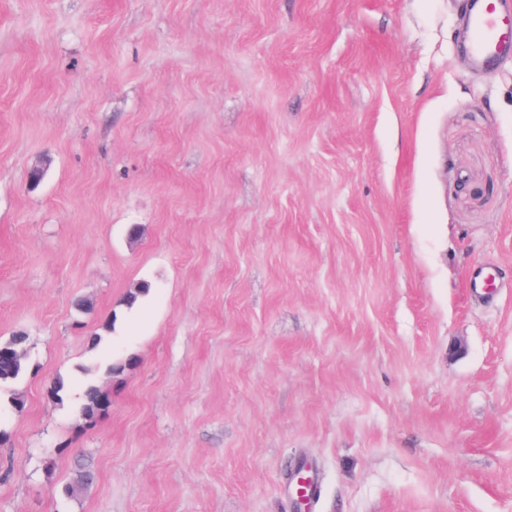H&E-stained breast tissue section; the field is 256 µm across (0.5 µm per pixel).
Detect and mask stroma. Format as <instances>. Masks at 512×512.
<instances>
[{
  "label": "stroma",
  "mask_w": 512,
  "mask_h": 512,
  "mask_svg": "<svg viewBox=\"0 0 512 512\" xmlns=\"http://www.w3.org/2000/svg\"><path fill=\"white\" fill-rule=\"evenodd\" d=\"M464 2L0 0V512H293L297 464L309 512H512V56ZM467 51L482 66L512 55V7L508 0H474L468 12ZM27 361L21 359H0V409L2 404V386L11 384L25 375Z\"/></svg>",
  "instance_id": "stroma-1"
}]
</instances>
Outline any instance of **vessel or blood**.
<instances>
[{"label": "vessel or blood", "mask_w": 512, "mask_h": 512, "mask_svg": "<svg viewBox=\"0 0 512 512\" xmlns=\"http://www.w3.org/2000/svg\"><path fill=\"white\" fill-rule=\"evenodd\" d=\"M466 45L472 59L483 66L512 55V0H473Z\"/></svg>", "instance_id": "b4317fda"}]
</instances>
